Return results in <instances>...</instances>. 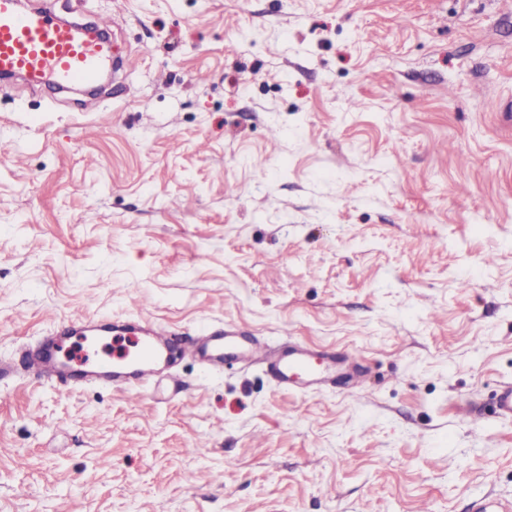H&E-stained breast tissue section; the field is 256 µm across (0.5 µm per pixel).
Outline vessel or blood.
<instances>
[{
    "mask_svg": "<svg viewBox=\"0 0 512 512\" xmlns=\"http://www.w3.org/2000/svg\"><path fill=\"white\" fill-rule=\"evenodd\" d=\"M93 35H84L75 22L60 19L48 8L25 6L23 0H0V78H22L37 88L90 85L108 69L110 48L103 37L108 25L97 22ZM114 343L140 346L137 356L113 354L88 367L84 382L130 390L154 382L169 341L166 332L145 319L125 327H113ZM186 356L217 364L227 359L265 365L283 388L319 387L335 383L336 372L348 368L344 357L304 349L272 350L260 340L233 329L211 336L207 345L189 347ZM33 380L68 384L73 379L68 362L58 356L32 357L21 367L0 362V378L14 372Z\"/></svg>",
    "mask_w": 512,
    "mask_h": 512,
    "instance_id": "b4317fda",
    "label": "vessel or blood"
}]
</instances>
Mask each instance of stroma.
<instances>
[{
  "label": "stroma",
  "mask_w": 512,
  "mask_h": 512,
  "mask_svg": "<svg viewBox=\"0 0 512 512\" xmlns=\"http://www.w3.org/2000/svg\"><path fill=\"white\" fill-rule=\"evenodd\" d=\"M33 2L110 17L123 69L102 91L0 80V362L145 318L356 374L0 380V512L512 499V0Z\"/></svg>",
  "instance_id": "35a3bbf8"
}]
</instances>
